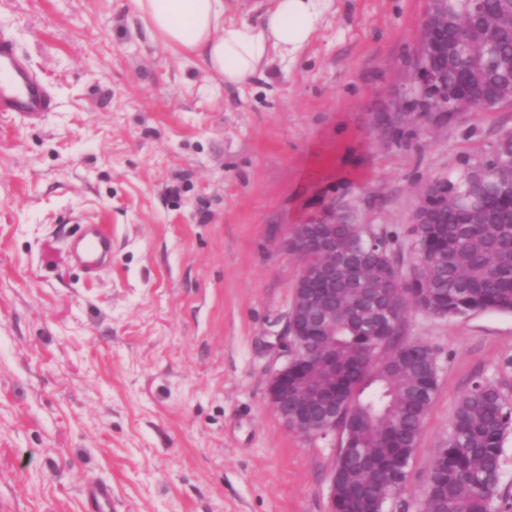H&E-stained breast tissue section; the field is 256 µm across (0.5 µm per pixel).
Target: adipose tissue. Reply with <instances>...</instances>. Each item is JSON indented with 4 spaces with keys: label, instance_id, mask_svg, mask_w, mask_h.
<instances>
[{
    "label": "adipose tissue",
    "instance_id": "ef3b65f1",
    "mask_svg": "<svg viewBox=\"0 0 512 512\" xmlns=\"http://www.w3.org/2000/svg\"><path fill=\"white\" fill-rule=\"evenodd\" d=\"M168 48L199 57L228 84L250 78L270 52L298 53L318 29L325 0H276L259 25L225 23L224 0H132Z\"/></svg>",
    "mask_w": 512,
    "mask_h": 512
}]
</instances>
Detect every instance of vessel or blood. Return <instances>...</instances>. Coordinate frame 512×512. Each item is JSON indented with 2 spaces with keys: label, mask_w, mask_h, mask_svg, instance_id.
<instances>
[{
  "label": "vessel or blood",
  "mask_w": 512,
  "mask_h": 512,
  "mask_svg": "<svg viewBox=\"0 0 512 512\" xmlns=\"http://www.w3.org/2000/svg\"><path fill=\"white\" fill-rule=\"evenodd\" d=\"M53 105L48 87L18 53L13 39L0 33V112H10L24 122L35 123ZM69 248L76 263L90 274L112 261V235L98 224L84 225Z\"/></svg>",
  "instance_id": "vessel-or-blood-1"
}]
</instances>
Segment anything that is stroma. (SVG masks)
Segmentation results:
<instances>
[{
  "instance_id": "stroma-1",
  "label": "stroma",
  "mask_w": 512,
  "mask_h": 512,
  "mask_svg": "<svg viewBox=\"0 0 512 512\" xmlns=\"http://www.w3.org/2000/svg\"><path fill=\"white\" fill-rule=\"evenodd\" d=\"M428 0H327L294 60L240 86L165 47L131 0H0L55 107L0 112V512H329L340 434L287 427L267 385L301 261L291 225L323 204L387 232L410 272L425 180L512 135V104L424 123L400 148L373 125L407 84ZM112 264L72 260L80 225ZM438 389L409 467L431 459L477 379L512 403V314L410 311ZM69 248L76 263L89 274L112 262V234L103 230L100 224H85Z\"/></svg>"
}]
</instances>
